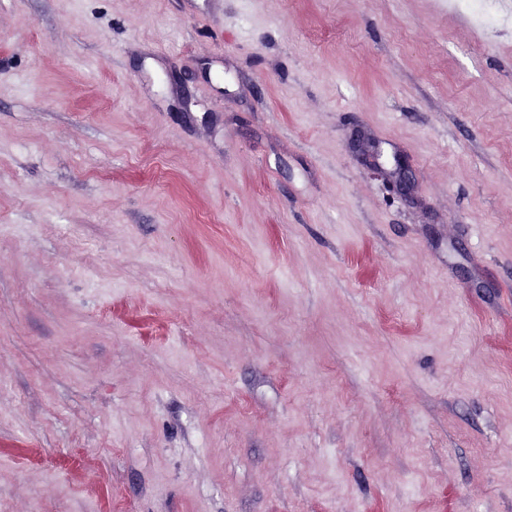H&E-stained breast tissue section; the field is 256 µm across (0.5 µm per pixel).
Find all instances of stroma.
<instances>
[{
	"mask_svg": "<svg viewBox=\"0 0 512 512\" xmlns=\"http://www.w3.org/2000/svg\"><path fill=\"white\" fill-rule=\"evenodd\" d=\"M441 3L0 0V512H512V10ZM454 5L458 10L470 14L480 24L490 25L498 21L492 0H454ZM394 159V167L385 168L380 162H377V168L384 174L388 175V183L394 194L405 200L411 199V190L414 182V172L408 163L402 160L398 155Z\"/></svg>",
	"mask_w": 512,
	"mask_h": 512,
	"instance_id": "obj_1",
	"label": "stroma"
}]
</instances>
